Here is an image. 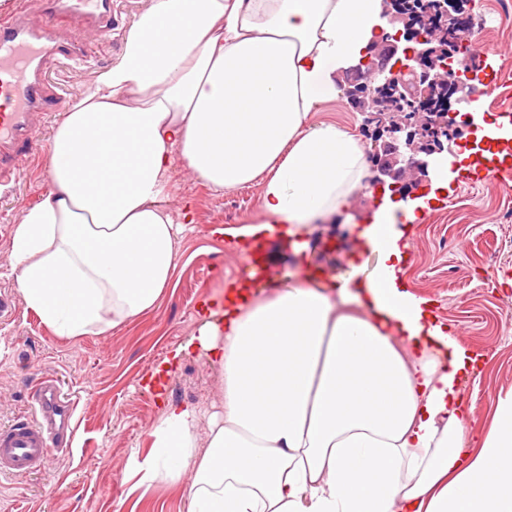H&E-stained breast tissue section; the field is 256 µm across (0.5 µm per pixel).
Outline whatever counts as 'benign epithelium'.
I'll use <instances>...</instances> for the list:
<instances>
[{"label":"benign epithelium","instance_id":"obj_1","mask_svg":"<svg viewBox=\"0 0 512 512\" xmlns=\"http://www.w3.org/2000/svg\"><path fill=\"white\" fill-rule=\"evenodd\" d=\"M419 3L415 0H383L382 17L391 27L398 28L394 41L386 46H377L379 61L369 54L344 69V72L357 79V82L345 88L343 95L359 111L372 116L376 124L373 135L371 156V183L377 188L395 185L404 180L417 184L428 180L430 172L444 158V151L450 150L454 139L452 129L458 126L457 113H426L420 122L429 127L432 139L422 136L415 123L401 116L388 114L387 103L378 96H369L364 92L368 88L365 78L372 77L378 83L406 94L407 85L403 77L410 73L413 63L429 60L428 71L423 79L428 81L424 89L430 94L434 87L448 84L456 98L471 92L474 88L473 75L459 66L458 54L451 44L457 42L455 22L457 18L469 13L475 7L473 0H437L434 15H442L447 22L437 25L430 21L423 30L416 33L414 19L419 17ZM418 34L423 48L417 52L400 44V41H412Z\"/></svg>","mask_w":512,"mask_h":512}]
</instances>
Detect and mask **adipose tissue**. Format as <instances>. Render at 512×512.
<instances>
[{"mask_svg":"<svg viewBox=\"0 0 512 512\" xmlns=\"http://www.w3.org/2000/svg\"><path fill=\"white\" fill-rule=\"evenodd\" d=\"M381 0H147L121 54L49 139L50 188L11 237L27 309L56 335L101 336L157 307L190 208L183 161L212 191L260 183V216L298 237L366 187L359 139L310 124L387 22ZM379 205L364 280L228 292L197 346L224 377L207 441L165 405L139 484L191 471L187 512H512V392L473 433L460 385L477 359L403 285L398 217Z\"/></svg>","mask_w":512,"mask_h":512,"instance_id":"1","label":"adipose tissue"}]
</instances>
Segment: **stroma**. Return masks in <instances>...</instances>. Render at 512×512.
I'll return each mask as SVG.
<instances>
[{"mask_svg":"<svg viewBox=\"0 0 512 512\" xmlns=\"http://www.w3.org/2000/svg\"><path fill=\"white\" fill-rule=\"evenodd\" d=\"M146 0H115L119 21L111 36L83 33L93 56L89 66L49 72L66 101H73L108 69L123 47V36ZM504 0H475L486 27L482 46L488 62L502 73L504 87L485 99L486 107L512 113V23L502 21ZM311 123L333 121L371 145L373 126L345 98L321 103ZM172 206L190 202L195 221L181 234L178 265L161 303L128 325L102 336L64 338L26 309L11 274L10 242L22 212L42 201L50 187L49 155L24 164L8 190L0 192V296L11 314L0 322V425L34 413L32 386L44 375L62 379L78 400L77 428L70 452L51 451L42 469L15 479L0 475V512H186V482L134 490L133 455L150 449L148 432L165 404L199 410L197 433L206 438L222 412L224 385L205 355L175 351L206 323L198 306L224 303L240 261L227 229L259 220L260 187L253 184L218 194L183 162L173 168ZM370 198L358 191L330 224L314 225L304 237L307 249L281 246L272 265L270 293L295 280L298 272L321 268L329 275L349 272L359 248L362 217ZM410 249L402 278L416 297L428 300L439 321L477 356L478 375L461 386L471 426L487 428L499 395L512 391V190L482 179L467 182L462 172L448 175V187L417 214L409 231ZM167 365L159 387L146 381Z\"/></svg>","mask_w":512,"mask_h":512,"instance_id":"1","label":"stroma"}]
</instances>
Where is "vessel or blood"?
I'll return each mask as SVG.
<instances>
[{"label": "vessel or blood", "instance_id": "1", "mask_svg": "<svg viewBox=\"0 0 512 512\" xmlns=\"http://www.w3.org/2000/svg\"><path fill=\"white\" fill-rule=\"evenodd\" d=\"M113 0H19L0 15V188L9 186L39 143V116L59 111L63 101L48 77L49 62H80L89 54L81 31L110 32ZM276 235L247 243L237 267L239 281L265 276L264 263ZM34 414L0 426V475L38 472L51 450H70L77 403L59 379L39 378Z\"/></svg>", "mask_w": 512, "mask_h": 512}]
</instances>
